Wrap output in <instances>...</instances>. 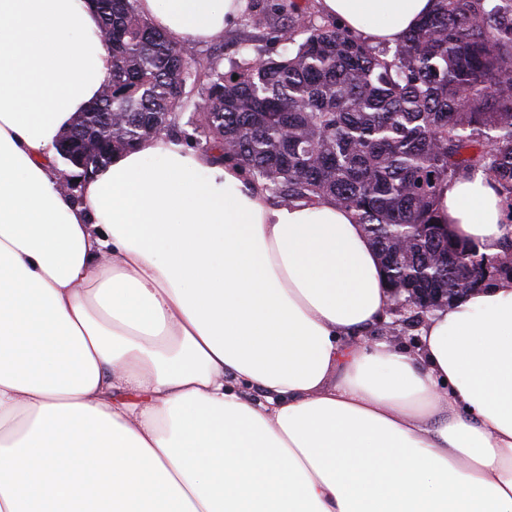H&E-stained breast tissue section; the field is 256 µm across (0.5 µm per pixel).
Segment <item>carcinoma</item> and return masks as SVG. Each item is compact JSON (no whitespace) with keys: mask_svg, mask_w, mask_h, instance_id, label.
Listing matches in <instances>:
<instances>
[{"mask_svg":"<svg viewBox=\"0 0 512 512\" xmlns=\"http://www.w3.org/2000/svg\"><path fill=\"white\" fill-rule=\"evenodd\" d=\"M93 3L112 79L56 146L63 169L82 140L101 142L103 166L166 133L220 149L281 203L353 210L392 292L485 281L476 246L439 222L438 197L481 168L512 200V0H436L394 48L317 25L294 0H263L261 13L288 16L277 37L292 48L227 72L156 30L135 0Z\"/></svg>","mask_w":512,"mask_h":512,"instance_id":"cac0c4a2","label":"carcinoma"}]
</instances>
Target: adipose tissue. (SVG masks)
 I'll use <instances>...</instances> for the list:
<instances>
[{"label": "adipose tissue", "mask_w": 512, "mask_h": 512, "mask_svg": "<svg viewBox=\"0 0 512 512\" xmlns=\"http://www.w3.org/2000/svg\"><path fill=\"white\" fill-rule=\"evenodd\" d=\"M247 0H136L195 47ZM435 0H321L396 47ZM91 0H0V512H512V281L429 314L417 350L353 211L272 205L166 135L60 190L51 147L112 79ZM512 243L483 171L439 194Z\"/></svg>", "instance_id": "obj_1"}]
</instances>
